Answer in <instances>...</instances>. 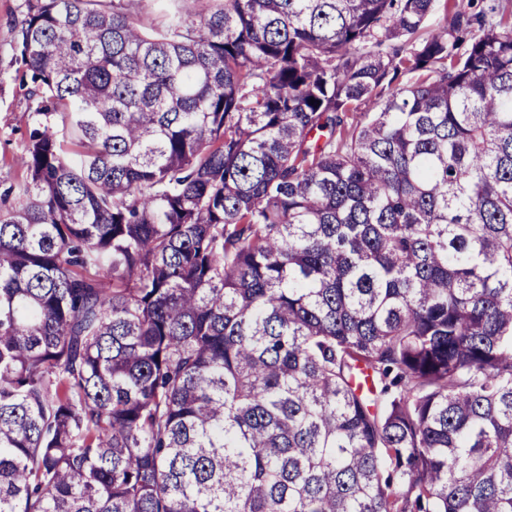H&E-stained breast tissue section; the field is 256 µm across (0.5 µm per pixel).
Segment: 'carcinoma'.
<instances>
[{
  "label": "carcinoma",
  "mask_w": 512,
  "mask_h": 512,
  "mask_svg": "<svg viewBox=\"0 0 512 512\" xmlns=\"http://www.w3.org/2000/svg\"><path fill=\"white\" fill-rule=\"evenodd\" d=\"M159 2L20 5L0 512H512V14Z\"/></svg>",
  "instance_id": "obj_1"
}]
</instances>
